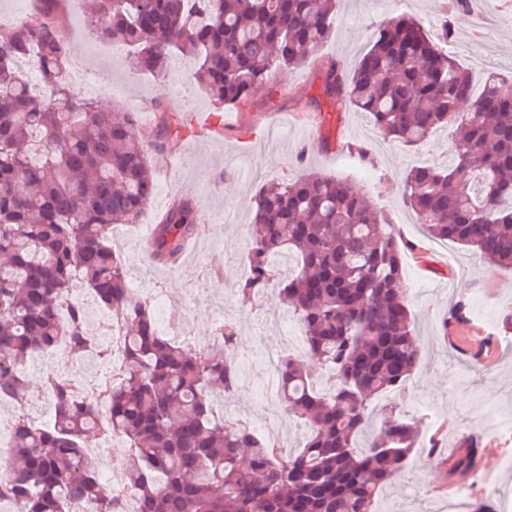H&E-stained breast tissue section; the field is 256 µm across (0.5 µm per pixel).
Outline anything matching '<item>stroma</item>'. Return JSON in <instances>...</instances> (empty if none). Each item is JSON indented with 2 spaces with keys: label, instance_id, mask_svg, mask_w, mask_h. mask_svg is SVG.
Listing matches in <instances>:
<instances>
[{
  "label": "stroma",
  "instance_id": "obj_1",
  "mask_svg": "<svg viewBox=\"0 0 512 512\" xmlns=\"http://www.w3.org/2000/svg\"><path fill=\"white\" fill-rule=\"evenodd\" d=\"M91 0H63L60 20L67 37V80L74 92L84 81L100 90L99 106L149 117L151 126L182 120L192 112L212 111L210 96L193 79L192 64L175 58L162 79L130 69L125 55H114L94 28L104 17ZM373 0H339L331 37L304 65L275 70L269 86L247 101L227 106L231 124L221 139L183 134L170 149L151 157L155 170L154 203L142 223L156 224L161 205L192 200L208 232L206 246L193 263L149 266L141 237H126L120 255L130 272H148L144 285L165 290L166 314L186 322L195 345L209 346V328L217 317L240 322L238 340L249 377L224 406L225 415L248 409L252 418L273 421L281 412L267 398L263 359L278 330L266 322L265 299L241 306L233 285L246 273L244 260H225V242L247 240L250 201L259 181H285L312 171L344 179L365 192L373 207L401 238L415 246L405 255L402 288L421 338L422 357L399 400L414 421L422 446L439 442L442 451L410 458L404 475L387 485L377 512H448V504L466 492L486 512H512V431L490 418V411L512 415V273L481 261L457 244L428 237L406 206L403 178L413 165L448 159V133L440 131L420 146L384 141L365 113L325 100L322 66L329 61L353 70L370 43L376 24L386 19ZM451 48L458 61L482 82L487 71L512 76V0H469L454 18ZM324 124V147H308L302 133ZM467 300L466 319L445 323L450 308ZM488 337L485 363L468 354L470 326ZM479 433L490 457L457 467L462 440Z\"/></svg>",
  "mask_w": 512,
  "mask_h": 512
}]
</instances>
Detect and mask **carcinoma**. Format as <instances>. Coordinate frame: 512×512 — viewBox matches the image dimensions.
Segmentation results:
<instances>
[{"label":"carcinoma","mask_w":512,"mask_h":512,"mask_svg":"<svg viewBox=\"0 0 512 512\" xmlns=\"http://www.w3.org/2000/svg\"><path fill=\"white\" fill-rule=\"evenodd\" d=\"M61 0H33L30 16L0 24V401L28 404L24 372L58 354L44 378L53 423L17 415L9 436L11 478L0 501L15 512H72L76 502L114 512L112 486L87 448L98 437L127 448L123 479L140 512H374L418 445L415 424L384 398L416 371L421 348L402 295L403 256L414 245L345 181L305 175L263 184L255 195L246 305L262 294L304 331L312 370L290 353L275 373L282 412L307 429L283 449L224 420L215 398L238 388V337L197 350L158 326L151 302L132 293L113 231L137 223L154 194L144 145L161 152L182 124L148 140L133 112L98 109L71 91ZM108 18L102 42L129 49L132 69L158 79L173 54L192 58L194 79L219 106L266 87L332 34L336 0H95ZM406 16L382 21L356 68L324 66L329 101L367 113L383 139L414 147L453 129L448 163L408 172L403 198L426 234L512 271V77L469 72ZM36 50L46 92L21 63ZM204 233L195 205L173 204L155 226L148 259L169 265ZM292 257L283 275L276 261ZM80 282L112 312L121 363L93 387L64 367L91 356Z\"/></svg>","instance_id":"cac0c4a2"}]
</instances>
